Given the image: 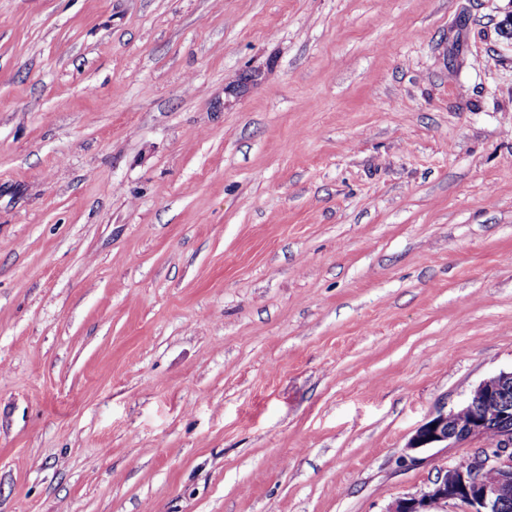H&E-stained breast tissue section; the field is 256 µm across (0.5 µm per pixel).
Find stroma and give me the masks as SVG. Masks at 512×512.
<instances>
[{
	"mask_svg": "<svg viewBox=\"0 0 512 512\" xmlns=\"http://www.w3.org/2000/svg\"><path fill=\"white\" fill-rule=\"evenodd\" d=\"M512 0H0V512H388L512 369Z\"/></svg>",
	"mask_w": 512,
	"mask_h": 512,
	"instance_id": "1",
	"label": "stroma"
}]
</instances>
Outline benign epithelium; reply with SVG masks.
I'll return each instance as SVG.
<instances>
[{
  "label": "benign epithelium",
  "mask_w": 512,
  "mask_h": 512,
  "mask_svg": "<svg viewBox=\"0 0 512 512\" xmlns=\"http://www.w3.org/2000/svg\"><path fill=\"white\" fill-rule=\"evenodd\" d=\"M475 441L483 446L439 471L426 490L397 500L389 512H433L450 502L463 512H499L512 502V371L482 381L459 408L437 411L415 430L406 450Z\"/></svg>",
  "instance_id": "1"
}]
</instances>
